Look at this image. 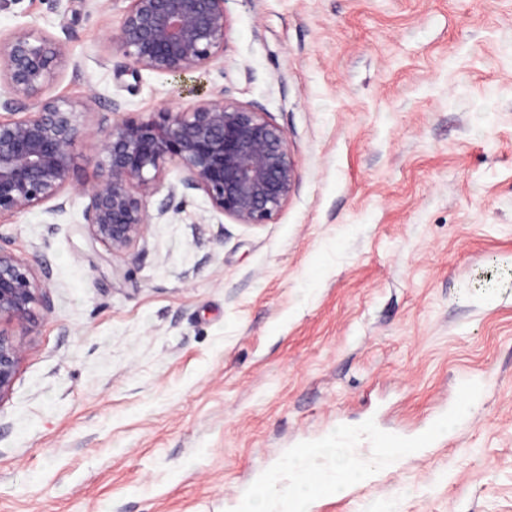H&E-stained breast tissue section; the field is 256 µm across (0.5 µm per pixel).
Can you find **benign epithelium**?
<instances>
[{
    "label": "benign epithelium",
    "mask_w": 512,
    "mask_h": 512,
    "mask_svg": "<svg viewBox=\"0 0 512 512\" xmlns=\"http://www.w3.org/2000/svg\"><path fill=\"white\" fill-rule=\"evenodd\" d=\"M113 48L141 70L185 75L224 53L228 22L224 0H125ZM66 43L15 28L0 44V217L48 205L65 210L66 186L79 142L100 138L105 167L86 192L84 229L123 257L148 224L202 191L214 212L238 224H267L296 188L295 162L279 126L256 105H243L215 88L185 112L161 110L147 119H82L86 105L46 95L67 64ZM183 177L164 185L167 164ZM165 193L157 212L151 199ZM36 272L0 246V399L12 388L19 349L1 327L31 322Z\"/></svg>",
    "instance_id": "7a95c632"
}]
</instances>
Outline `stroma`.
<instances>
[{
    "label": "stroma",
    "mask_w": 512,
    "mask_h": 512,
    "mask_svg": "<svg viewBox=\"0 0 512 512\" xmlns=\"http://www.w3.org/2000/svg\"><path fill=\"white\" fill-rule=\"evenodd\" d=\"M223 55L184 76L110 52L121 0H13L0 33L66 38L50 96L97 125L221 86L278 125L297 184L267 224L195 192L122 258L69 203L0 218L35 269L0 398V512H241L343 443L312 512H512V0H226ZM473 383L472 399L459 398ZM443 439L389 470L372 437Z\"/></svg>",
    "instance_id": "1"
}]
</instances>
